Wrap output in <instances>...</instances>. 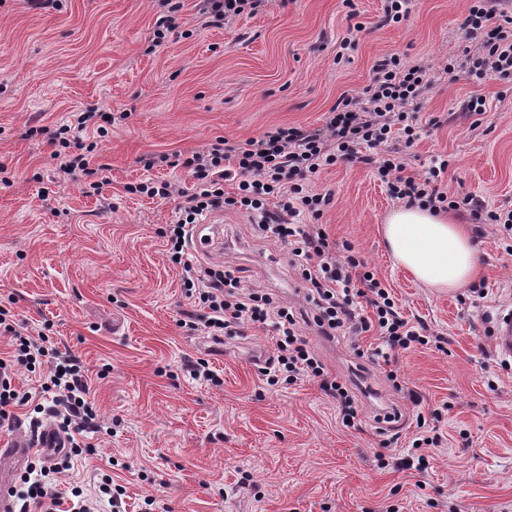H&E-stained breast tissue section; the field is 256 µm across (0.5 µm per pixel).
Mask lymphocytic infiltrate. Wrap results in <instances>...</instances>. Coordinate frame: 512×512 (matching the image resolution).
<instances>
[{"mask_svg":"<svg viewBox=\"0 0 512 512\" xmlns=\"http://www.w3.org/2000/svg\"><path fill=\"white\" fill-rule=\"evenodd\" d=\"M497 0H474L462 27L468 41L447 70H463L473 81H484L512 74V38L505 35ZM427 71L406 66L399 58L379 64L372 81L361 95H342L329 110L324 128L307 130L279 127L235 143L217 138L215 143L191 152L183 161L193 179V190L163 181L141 182L134 192L162 199H177L178 217L164 234L169 260L181 273L188 297L197 301L196 319L213 337L230 329L271 323L275 332L274 353L264 375L268 385L300 379L316 381L320 390L333 398L347 427L358 418L355 398L339 378L329 376L320 360L297 334V321L290 308L273 305L268 295L243 292L233 270L216 265L196 264L187 254L189 232L204 212L231 207L260 214L256 229L287 243L302 280L308 283V300L316 313L313 321L327 337L361 336L373 333L392 350H408L434 341L424 322H409L398 311L390 291L352 255L340 256L336 244L314 220L331 200L309 183L326 167L362 161L375 165L391 198L407 207L431 210H457L468 206L473 223L512 225V210H492L478 201L449 195L442 187L447 161L432 166L426 178L406 175L403 158L390 154L387 143L402 134L413 143L417 133L408 122L410 106L429 88ZM116 118L112 113L88 108L74 112L70 123L43 128L42 133L55 145L60 174L88 176L85 192L95 195L110 178L106 167L96 163L97 144L87 141V131L106 136ZM236 190L225 195L226 182ZM276 199L278 213L265 204ZM308 214L312 223H296V216ZM364 299L369 311L361 313L356 301ZM0 332L12 336L13 358H0V423H16L17 407L26 405L12 385L14 365L30 366L46 362L53 411L61 415L63 427L75 433L99 430L97 414L88 399L89 386L81 361L53 347L48 337H31L17 329L7 311L0 309Z\"/></svg>","mask_w":512,"mask_h":512,"instance_id":"f902f5d3","label":"lymphocytic infiltrate"}]
</instances>
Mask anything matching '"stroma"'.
I'll use <instances>...</instances> for the list:
<instances>
[{
    "label": "stroma",
    "mask_w": 512,
    "mask_h": 512,
    "mask_svg": "<svg viewBox=\"0 0 512 512\" xmlns=\"http://www.w3.org/2000/svg\"><path fill=\"white\" fill-rule=\"evenodd\" d=\"M181 2L178 32L152 53L161 0H64L42 12L0 0V168L13 177L0 185V309L87 365L103 426L55 474L57 492L82 490L98 512H111L99 491L109 479L124 486L126 512H143L148 496L156 512H512V358L492 343L497 315L512 310V231L469 225L484 292L439 291L394 265L382 226L397 202L370 165L317 177L332 194L319 218L330 240L351 245L405 317L447 339L396 357L397 393L384 363L355 374L351 339L318 332L287 247L259 236L255 217L228 207L203 215L213 244L195 261L230 266L242 287L292 307L326 371L359 378L356 431L316 382L266 385L249 353H273L270 328L238 329L214 350L203 330L181 326L193 301L162 237L175 203L126 191L148 178L191 188L178 157L219 137L321 127L341 94H360L377 64L397 57L433 82L412 109L418 139L388 143L407 174L425 177L446 159L450 192L512 209V75L478 83L444 72L473 0H414L408 20L388 24L385 0H264L219 28L201 27V0ZM477 96L479 116L465 110ZM84 107L127 115L98 140L112 182L90 196L60 181L39 132ZM26 126L34 133L24 139ZM149 154L171 163L144 170ZM197 359L219 385L190 376ZM375 399L401 410L403 425L378 434ZM438 408L443 440L425 450L428 472L389 468L412 450L415 413Z\"/></svg>",
    "instance_id": "35a3bbf8"
}]
</instances>
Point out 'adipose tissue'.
Segmentation results:
<instances>
[{
    "instance_id": "adipose-tissue-1",
    "label": "adipose tissue",
    "mask_w": 512,
    "mask_h": 512,
    "mask_svg": "<svg viewBox=\"0 0 512 512\" xmlns=\"http://www.w3.org/2000/svg\"><path fill=\"white\" fill-rule=\"evenodd\" d=\"M395 262L423 284L454 290L474 277L479 258L464 226L435 212L401 207L383 228Z\"/></svg>"
}]
</instances>
